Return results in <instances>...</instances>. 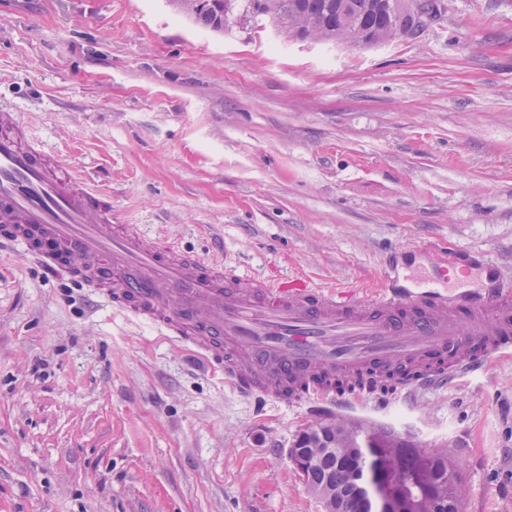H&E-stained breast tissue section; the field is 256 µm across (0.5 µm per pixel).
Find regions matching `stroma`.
Returning a JSON list of instances; mask_svg holds the SVG:
<instances>
[{"label": "stroma", "instance_id": "stroma-1", "mask_svg": "<svg viewBox=\"0 0 512 512\" xmlns=\"http://www.w3.org/2000/svg\"><path fill=\"white\" fill-rule=\"evenodd\" d=\"M0 106L121 224L259 279L372 290L386 265L512 276V0H441L376 47L221 32L180 0H0ZM361 408L448 451L462 512H512V352ZM307 405L240 399L178 342L0 248V512H327Z\"/></svg>", "mask_w": 512, "mask_h": 512}]
</instances>
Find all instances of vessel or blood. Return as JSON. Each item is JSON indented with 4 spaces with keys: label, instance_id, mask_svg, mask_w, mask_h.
Returning a JSON list of instances; mask_svg holds the SVG:
<instances>
[{
    "label": "vessel or blood",
    "instance_id": "obj_1",
    "mask_svg": "<svg viewBox=\"0 0 512 512\" xmlns=\"http://www.w3.org/2000/svg\"><path fill=\"white\" fill-rule=\"evenodd\" d=\"M0 239L19 242L112 307L221 368L241 397L336 403L334 382L397 374L404 393L446 387L512 349V280L479 292L400 280L369 298L267 283L145 237L112 218L109 192L31 142L0 110Z\"/></svg>",
    "mask_w": 512,
    "mask_h": 512
}]
</instances>
